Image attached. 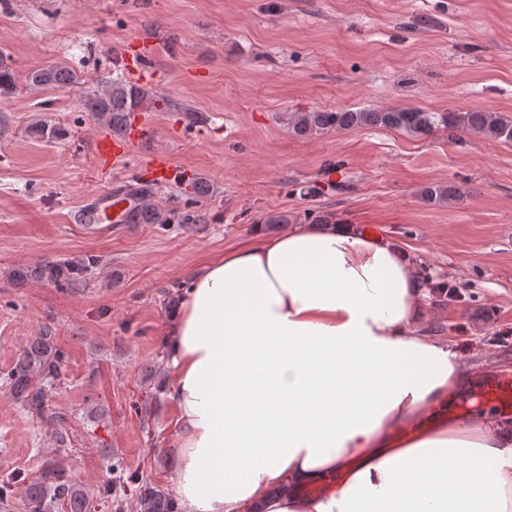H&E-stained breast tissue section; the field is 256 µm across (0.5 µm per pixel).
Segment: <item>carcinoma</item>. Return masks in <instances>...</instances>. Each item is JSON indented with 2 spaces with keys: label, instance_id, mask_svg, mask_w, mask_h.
Returning a JSON list of instances; mask_svg holds the SVG:
<instances>
[{
  "label": "carcinoma",
  "instance_id": "carcinoma-1",
  "mask_svg": "<svg viewBox=\"0 0 512 512\" xmlns=\"http://www.w3.org/2000/svg\"><path fill=\"white\" fill-rule=\"evenodd\" d=\"M79 77L67 63L55 61L31 71L27 83L34 89L61 88L78 82ZM16 89L15 69L12 58L0 49V96L12 94ZM168 105V99L155 95L151 90L136 86L123 77L121 72L107 81L105 88L89 95L85 108L89 114L121 132L131 114L146 105ZM356 127L390 128L415 136H428L448 130L462 131L485 138L512 142V119L497 112L470 109L465 112H427L418 108L376 110L359 108L336 111L292 112L288 116V130L296 136L309 137L330 131H345ZM36 139L61 137V133L39 120L28 128ZM144 197L142 206L127 216L131 224L170 223L175 209H165L152 202L151 189H140ZM463 195L458 185H429L421 191L422 199L432 205H443ZM96 259L88 257L77 263H52L42 267L40 276L50 281L71 280L82 275ZM63 354L55 348L52 337H35L23 349L21 356L6 375L13 398L29 413L37 416L45 411L46 387L53 381L60 368ZM141 512H178L175 498L167 491L148 483L138 486ZM28 512H57L66 505V512H91V492L72 482L66 467L59 462L44 466L39 478L25 487Z\"/></svg>",
  "mask_w": 512,
  "mask_h": 512
}]
</instances>
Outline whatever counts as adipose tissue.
<instances>
[{
  "label": "adipose tissue",
  "mask_w": 512,
  "mask_h": 512,
  "mask_svg": "<svg viewBox=\"0 0 512 512\" xmlns=\"http://www.w3.org/2000/svg\"><path fill=\"white\" fill-rule=\"evenodd\" d=\"M415 258L299 224L210 260L166 333L178 512H512V421L421 330Z\"/></svg>",
  "instance_id": "1"
}]
</instances>
